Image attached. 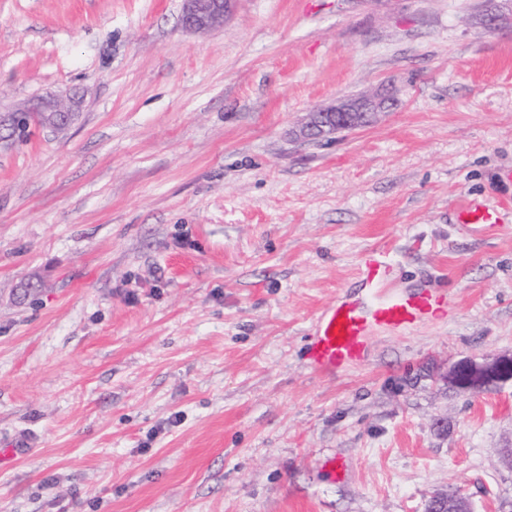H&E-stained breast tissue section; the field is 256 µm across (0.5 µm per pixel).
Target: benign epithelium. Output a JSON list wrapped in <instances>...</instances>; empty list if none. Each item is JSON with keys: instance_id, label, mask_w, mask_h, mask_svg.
<instances>
[{"instance_id": "benign-epithelium-1", "label": "benign epithelium", "mask_w": 512, "mask_h": 512, "mask_svg": "<svg viewBox=\"0 0 512 512\" xmlns=\"http://www.w3.org/2000/svg\"><path fill=\"white\" fill-rule=\"evenodd\" d=\"M234 7V0H184L181 23L185 30L206 33L224 24ZM389 98L380 92L358 94L308 114L307 120L297 131L303 140L330 139L341 130L364 127L388 109ZM81 97L49 95L36 102L23 104L14 111L0 115V136L13 137V119L17 112H26L44 118V127L61 130L75 118ZM443 381L450 388L471 393L496 389L512 383V355H499L482 360L463 357L453 362L444 374Z\"/></svg>"}]
</instances>
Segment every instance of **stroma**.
Masks as SVG:
<instances>
[{"label":"stroma","mask_w":512,"mask_h":512,"mask_svg":"<svg viewBox=\"0 0 512 512\" xmlns=\"http://www.w3.org/2000/svg\"><path fill=\"white\" fill-rule=\"evenodd\" d=\"M182 6L0 0V113L84 98L0 144V512H512V384L442 380L512 353V0H236L207 34ZM382 86L371 125L295 137ZM372 247L455 314L317 373ZM81 97L77 93L69 94L65 98L59 95H49L38 99L35 103L18 106L10 113L0 115V136L15 138L12 134L14 113L27 112L34 116L33 124H38L37 116H43L44 124L39 121L41 128L61 130L68 126L75 118L81 105ZM463 224H499L500 216L494 209L488 207L467 206L460 211ZM448 388L471 393L496 389L512 383V355H499L482 360L463 357L453 362L444 374Z\"/></svg>","instance_id":"obj_1"}]
</instances>
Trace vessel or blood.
Wrapping results in <instances>:
<instances>
[{
  "instance_id": "1",
  "label": "vessel or blood",
  "mask_w": 512,
  "mask_h": 512,
  "mask_svg": "<svg viewBox=\"0 0 512 512\" xmlns=\"http://www.w3.org/2000/svg\"><path fill=\"white\" fill-rule=\"evenodd\" d=\"M459 217L465 224L494 225L500 221L496 210L478 206L463 208ZM358 275L363 296H338L317 318L307 358L318 372L333 373L364 362L378 329L402 333L451 310L447 296L436 289L398 291L388 285L383 249L372 248L362 254Z\"/></svg>"
}]
</instances>
